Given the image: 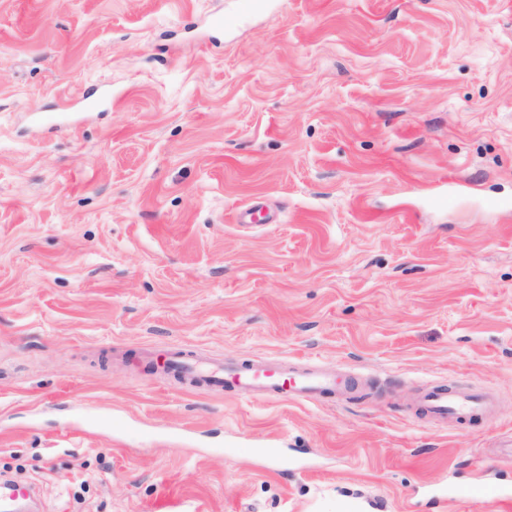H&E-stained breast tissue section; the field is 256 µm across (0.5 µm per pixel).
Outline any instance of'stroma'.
I'll list each match as a JSON object with an SVG mask.
<instances>
[{"mask_svg": "<svg viewBox=\"0 0 512 512\" xmlns=\"http://www.w3.org/2000/svg\"><path fill=\"white\" fill-rule=\"evenodd\" d=\"M0 474L30 512H507L512 0H0ZM169 365L185 372L199 385H206L212 391H222L232 385L242 390H262L269 394L288 395L298 400H312L324 391L344 394L359 390L360 381L352 375L336 376L326 371L302 372L288 377L271 373L264 368L249 365L238 369H224V364L200 363L185 359L180 352L169 354ZM420 405L438 423L448 419L462 421L487 414L491 403L465 390L454 391L443 387H429L420 396Z\"/></svg>", "mask_w": 512, "mask_h": 512, "instance_id": "stroma-1", "label": "stroma"}]
</instances>
